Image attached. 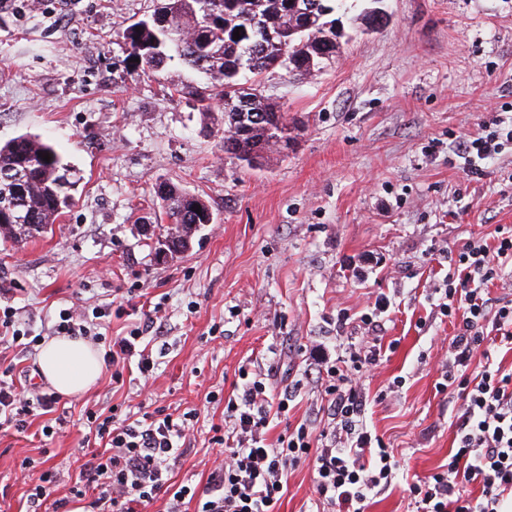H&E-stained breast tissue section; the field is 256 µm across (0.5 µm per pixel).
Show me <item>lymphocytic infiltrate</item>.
I'll return each instance as SVG.
<instances>
[{
  "label": "lymphocytic infiltrate",
  "instance_id": "lymphocytic-infiltrate-1",
  "mask_svg": "<svg viewBox=\"0 0 512 512\" xmlns=\"http://www.w3.org/2000/svg\"><path fill=\"white\" fill-rule=\"evenodd\" d=\"M509 148L512 124L495 117L476 132L456 137L451 153L463 160L470 176L479 178L483 162ZM509 267L512 229L502 226L495 246L473 237L449 250L445 277L430 287L440 314L458 321L436 388L449 401L459 402L460 414L455 451L447 464L405 489L415 512H505L503 505L512 498V371L490 361L478 372L468 370L489 332L512 346V299H494L486 291L489 283L504 280ZM163 327L162 316L150 314L129 335L113 338L103 355L113 383H123L132 358L138 361L141 380H149L155 363L140 341L144 333ZM380 356V347L364 342L334 360L317 354L318 370L326 375L327 409L336 424L317 436L304 422L273 445L267 443L265 430L272 416L287 414L293 396L272 392L262 374L241 370L243 389L228 399V423L215 427L211 438L220 461L199 489L173 484L169 477L179 448L189 439L186 415L155 410L129 420L113 411L87 413L103 450L85 453L79 480L67 499L52 497L56 471L22 462L32 481L30 506L39 512L49 501L59 512L75 498L84 501L85 512H141L164 493L166 512H183L188 500L196 501V512H275L289 470L309 461L319 501L336 512H365L369 497L392 487L400 469L383 440L363 424L367 395L361 378ZM59 402V396L39 386H17L12 366L0 367V430H25L31 417L54 413Z\"/></svg>",
  "mask_w": 512,
  "mask_h": 512
}]
</instances>
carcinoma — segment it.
<instances>
[{"label": "carcinoma", "instance_id": "cac0c4a2", "mask_svg": "<svg viewBox=\"0 0 512 512\" xmlns=\"http://www.w3.org/2000/svg\"><path fill=\"white\" fill-rule=\"evenodd\" d=\"M213 0H157L155 11L164 12L166 25L141 19L128 25L120 38L130 50L129 57L139 59L137 69L146 76L162 70L176 59L184 67L202 75L203 87H183L179 92L196 97L202 111L211 101L224 102V132L220 147L224 155L248 165L288 136V115L260 90L259 77L276 69L296 76L311 75L323 61L336 57L339 45L327 46L328 35L339 38L327 28L334 16L345 13L346 0H218V13L211 18ZM239 31L241 38L233 39ZM279 31L281 47L265 43L264 33ZM166 40L165 57L146 58L140 46L157 38ZM251 97L248 109L262 112L261 123L245 124L233 117L236 100ZM47 153L46 162L39 153ZM14 170L25 172L23 193L14 195L4 176ZM69 181L62 156L55 147L37 136L21 135L0 144V235L21 242L47 232L69 205ZM161 201L160 221L165 223V240L188 246L173 231L191 224H210L213 212L200 197L170 183L158 185ZM201 207L196 213L194 205Z\"/></svg>", "mask_w": 512, "mask_h": 512}]
</instances>
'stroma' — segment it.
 <instances>
[{"instance_id": "35a3bbf8", "label": "stroma", "mask_w": 512, "mask_h": 512, "mask_svg": "<svg viewBox=\"0 0 512 512\" xmlns=\"http://www.w3.org/2000/svg\"><path fill=\"white\" fill-rule=\"evenodd\" d=\"M155 0H0V143L40 135L74 173L72 205L48 234L0 240V304L16 308L32 334L80 301L111 308L107 341L143 312L166 320L150 340L155 369L145 389L103 371L86 392L60 399L59 422L33 418L26 432H0V512H26L23 460L48 462L67 498L83 458L86 410L140 407L195 415V437L175 463V483L203 484L216 452L211 428L238 370L270 377L273 389L301 381L287 419L269 442L310 421L329 430L325 393L306 380L314 351L337 355L359 343L357 324L383 294L379 342L386 349L365 381V421L401 458L409 476L446 464L454 415L436 390L456 332L427 297L448 265L443 250L512 227V152L476 180L448 164L450 138L476 131L512 104V0H382L386 25L365 31L353 0L336 58L307 76H265L263 91L288 115L287 151L250 168L218 145L224 108L162 84L199 85L171 63L159 78L137 75L120 38ZM170 182L214 213L192 248L160 260L163 230L154 189ZM313 472L288 477L276 512H313Z\"/></svg>"}]
</instances>
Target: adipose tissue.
I'll return each instance as SVG.
<instances>
[{
  "instance_id": "adipose-tissue-1",
  "label": "adipose tissue",
  "mask_w": 512,
  "mask_h": 512,
  "mask_svg": "<svg viewBox=\"0 0 512 512\" xmlns=\"http://www.w3.org/2000/svg\"><path fill=\"white\" fill-rule=\"evenodd\" d=\"M39 368L59 394L72 396L96 383L102 358L89 341L56 337L42 348Z\"/></svg>"
}]
</instances>
